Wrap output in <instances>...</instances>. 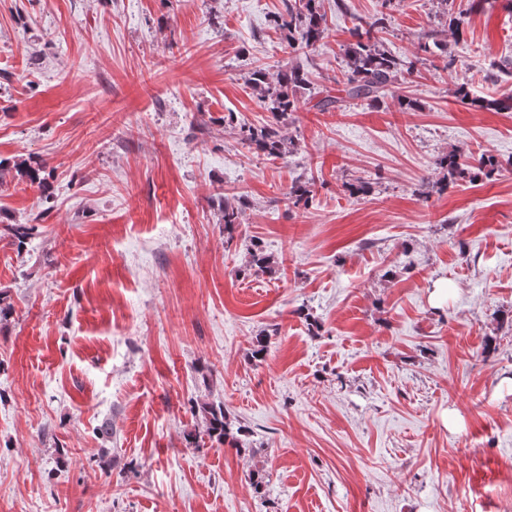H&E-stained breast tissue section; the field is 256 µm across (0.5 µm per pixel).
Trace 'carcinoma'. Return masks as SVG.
I'll return each mask as SVG.
<instances>
[{
  "instance_id": "carcinoma-1",
  "label": "carcinoma",
  "mask_w": 512,
  "mask_h": 512,
  "mask_svg": "<svg viewBox=\"0 0 512 512\" xmlns=\"http://www.w3.org/2000/svg\"><path fill=\"white\" fill-rule=\"evenodd\" d=\"M273 24L285 33L288 48L293 54L306 55L314 51L327 32L321 0H298L294 5L290 3L285 12L274 17ZM383 28L385 17L377 16L369 21L358 22L350 30L352 40L342 48L346 62L344 92L349 99L374 102L394 89L401 77L414 73L419 58L401 59L382 48L376 33ZM249 85L264 109L270 113L269 119L257 125L246 122L239 125L234 113L230 112L224 116V123L238 125L240 141L267 157L279 158L296 151V142L282 134V127L300 109L301 94L311 90L308 73L299 66H289L275 73L259 67L251 73ZM455 95L460 102L475 108L512 110V97L473 98L463 85L456 89ZM436 165L446 172L450 182L475 177L472 172L474 168L478 169V173L490 177L502 167L498 158L486 153L479 157L474 166L470 164L468 154L462 150L440 156ZM12 170L33 184L43 186L47 183L45 167L34 158L14 164L0 159V176ZM312 186L313 183L308 180L295 181L288 192L289 198L297 205H311ZM279 266L280 262L256 244L248 253L242 273L272 274ZM197 412L201 415L205 435L219 446L224 445L234 434L243 432L241 428L232 430L221 405L204 402L198 405Z\"/></svg>"
}]
</instances>
